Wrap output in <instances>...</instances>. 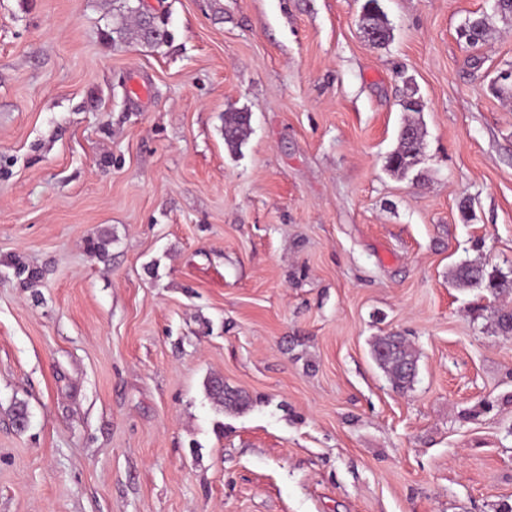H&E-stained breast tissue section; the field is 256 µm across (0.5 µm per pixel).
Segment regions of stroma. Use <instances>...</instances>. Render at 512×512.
Listing matches in <instances>:
<instances>
[{
	"label": "stroma",
	"instance_id": "stroma-1",
	"mask_svg": "<svg viewBox=\"0 0 512 512\" xmlns=\"http://www.w3.org/2000/svg\"><path fill=\"white\" fill-rule=\"evenodd\" d=\"M150 2L152 46L115 32L138 0H0V512L512 504V337L451 277L512 278V99L491 89L512 15L380 0L377 45L364 0ZM390 334L418 356L404 393L370 352ZM212 377L249 407L216 406ZM378 0H366L362 6V23L372 30L369 40L375 44H384L390 37L387 19ZM248 112H227L224 118V142L232 151L238 148L243 136L250 128ZM423 140L421 128L412 122H406L399 131L398 147L389 156L391 171L405 175L413 169Z\"/></svg>",
	"mask_w": 512,
	"mask_h": 512
}]
</instances>
